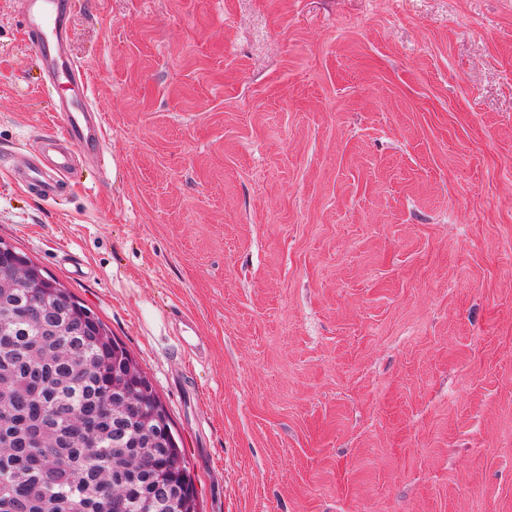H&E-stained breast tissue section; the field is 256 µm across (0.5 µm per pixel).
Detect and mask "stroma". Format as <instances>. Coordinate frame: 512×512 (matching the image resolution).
<instances>
[{
	"label": "stroma",
	"mask_w": 512,
	"mask_h": 512,
	"mask_svg": "<svg viewBox=\"0 0 512 512\" xmlns=\"http://www.w3.org/2000/svg\"><path fill=\"white\" fill-rule=\"evenodd\" d=\"M69 49L106 166L46 202L0 0V239L151 380L199 512H512V0H85ZM173 318L180 325V341L185 347L193 352L199 351L203 347V341L200 336L197 335V326L195 320L189 315L175 310L172 312Z\"/></svg>",
	"instance_id": "35a3bbf8"
}]
</instances>
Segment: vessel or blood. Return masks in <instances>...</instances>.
I'll use <instances>...</instances> for the list:
<instances>
[{"label":"vessel or blood","instance_id":"1","mask_svg":"<svg viewBox=\"0 0 512 512\" xmlns=\"http://www.w3.org/2000/svg\"><path fill=\"white\" fill-rule=\"evenodd\" d=\"M80 0H19L18 13L25 28L33 35L43 72V87L70 86V96L59 99L56 110L61 116L63 135L44 134L40 140L47 154L44 164L13 166L14 180L40 198L60 196L77 171V156L100 158L104 155L105 125L92 102L89 75L67 49L70 25ZM180 325V341L190 351H199L203 341L197 334L195 320L174 311Z\"/></svg>","mask_w":512,"mask_h":512}]
</instances>
